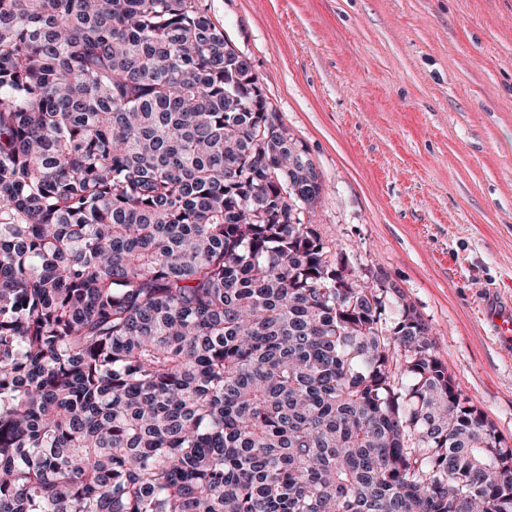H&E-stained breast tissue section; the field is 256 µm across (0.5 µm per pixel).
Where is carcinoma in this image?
<instances>
[{
  "mask_svg": "<svg viewBox=\"0 0 512 512\" xmlns=\"http://www.w3.org/2000/svg\"><path fill=\"white\" fill-rule=\"evenodd\" d=\"M322 190L200 0H0V512H512Z\"/></svg>",
  "mask_w": 512,
  "mask_h": 512,
  "instance_id": "cac0c4a2",
  "label": "carcinoma"
}]
</instances>
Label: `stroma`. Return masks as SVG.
Segmentation results:
<instances>
[{
  "label": "stroma",
  "instance_id": "35a3bbf8",
  "mask_svg": "<svg viewBox=\"0 0 512 512\" xmlns=\"http://www.w3.org/2000/svg\"><path fill=\"white\" fill-rule=\"evenodd\" d=\"M308 151L323 239L403 291L512 448V0H202Z\"/></svg>",
  "mask_w": 512,
  "mask_h": 512
}]
</instances>
